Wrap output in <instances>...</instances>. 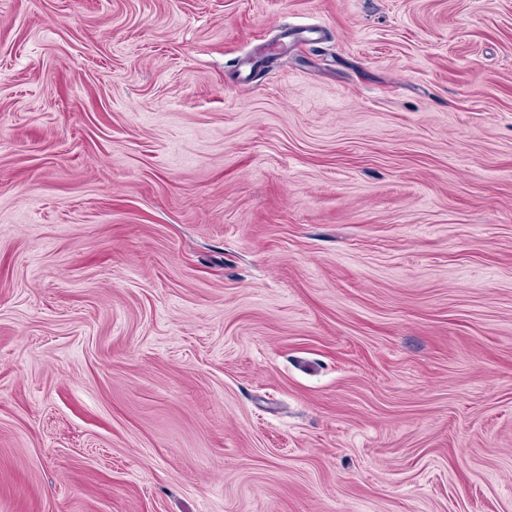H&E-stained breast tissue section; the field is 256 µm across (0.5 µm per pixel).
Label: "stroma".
Wrapping results in <instances>:
<instances>
[{
    "instance_id": "obj_1",
    "label": "stroma",
    "mask_w": 512,
    "mask_h": 512,
    "mask_svg": "<svg viewBox=\"0 0 512 512\" xmlns=\"http://www.w3.org/2000/svg\"><path fill=\"white\" fill-rule=\"evenodd\" d=\"M0 512H512V0H0Z\"/></svg>"
}]
</instances>
